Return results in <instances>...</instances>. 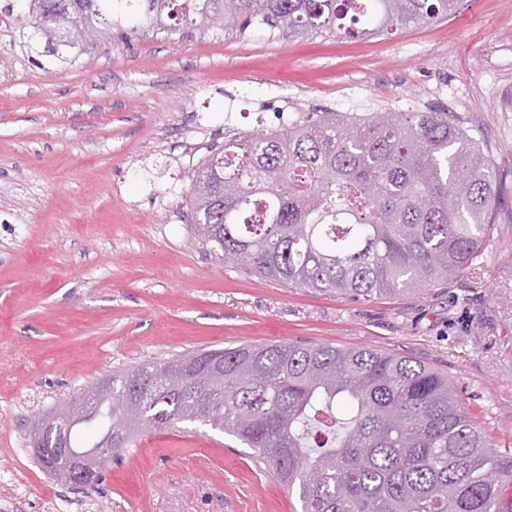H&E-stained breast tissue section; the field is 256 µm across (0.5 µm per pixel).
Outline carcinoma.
I'll use <instances>...</instances> for the list:
<instances>
[{
  "mask_svg": "<svg viewBox=\"0 0 512 512\" xmlns=\"http://www.w3.org/2000/svg\"><path fill=\"white\" fill-rule=\"evenodd\" d=\"M459 0H4L57 59L91 35L133 37L169 23L362 37L428 22ZM494 163L446 112H328L314 124L224 140L193 175L188 204L219 259L291 287L353 298L401 296L462 274L480 256L495 209ZM112 374L110 394L79 403L59 451L118 454L139 434L197 423L234 437L301 503V512H498L512 458L465 413L446 376L419 361L329 345H241ZM190 369V385L168 375Z\"/></svg>",
  "mask_w": 512,
  "mask_h": 512,
  "instance_id": "carcinoma-1",
  "label": "carcinoma"
}]
</instances>
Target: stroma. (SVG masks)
Returning a JSON list of instances; mask_svg holds the SVG:
<instances>
[{
  "label": "stroma",
  "mask_w": 512,
  "mask_h": 512,
  "mask_svg": "<svg viewBox=\"0 0 512 512\" xmlns=\"http://www.w3.org/2000/svg\"><path fill=\"white\" fill-rule=\"evenodd\" d=\"M22 30L0 18V512H300L250 449L197 424L141 432L94 489L35 459L34 420L112 373L241 344L424 362L512 452V0L359 38L162 29L64 63ZM417 100L495 161L500 204L460 276L394 298L315 293L218 260L191 226L193 174L227 127Z\"/></svg>",
  "instance_id": "obj_1"
}]
</instances>
